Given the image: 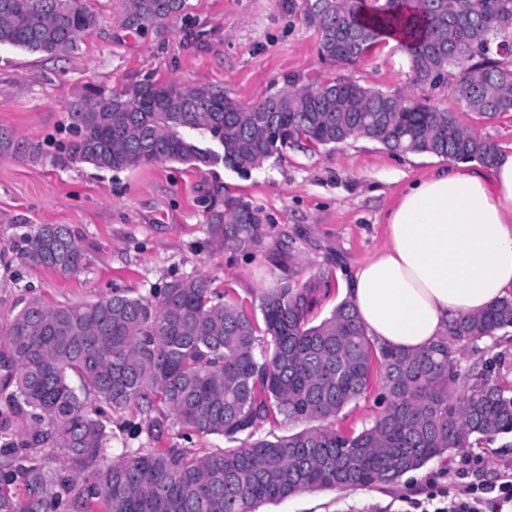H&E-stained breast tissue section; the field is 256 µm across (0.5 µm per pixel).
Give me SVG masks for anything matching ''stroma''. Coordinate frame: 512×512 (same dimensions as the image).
Instances as JSON below:
<instances>
[{
  "instance_id": "35a3bbf8",
  "label": "stroma",
  "mask_w": 512,
  "mask_h": 512,
  "mask_svg": "<svg viewBox=\"0 0 512 512\" xmlns=\"http://www.w3.org/2000/svg\"><path fill=\"white\" fill-rule=\"evenodd\" d=\"M96 25L70 54L48 57L0 46V131L41 144L43 155L0 157V327L30 299L79 305L121 290L150 296L182 277H204L245 303L280 278H319L329 293L313 311L327 317L343 300L341 282L386 240V214L400 192L443 165L428 154L392 153L367 139L334 149L289 148L249 173L224 165L195 169L171 162L134 171H101L71 157L77 134L69 118L90 91H118L151 81L224 90L249 106L286 88L334 79L321 62L318 34L301 14L299 0H186L165 28L131 29L125 0H89ZM360 84L429 98L497 143L512 142V113L482 122L467 113L453 81L413 88L409 63L389 42L347 69ZM233 196L259 207L271 234L262 250L245 255L216 247L207 217ZM40 224H65L90 258L78 276L64 278L26 265L11 243ZM460 384L479 376L512 395V332L474 344L454 345ZM379 379L336 420L343 431L371 425L383 405ZM112 418L114 434L133 448H167L176 439L151 430L149 415ZM512 475V435L451 450L422 469L420 480L402 479L350 492L312 491L259 512H415L416 502L442 500L469 486L500 484Z\"/></svg>"
}]
</instances>
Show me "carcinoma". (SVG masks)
Returning <instances> with one entry per match:
<instances>
[{
    "label": "carcinoma",
    "mask_w": 512,
    "mask_h": 512,
    "mask_svg": "<svg viewBox=\"0 0 512 512\" xmlns=\"http://www.w3.org/2000/svg\"><path fill=\"white\" fill-rule=\"evenodd\" d=\"M145 23L164 26L185 0H127ZM323 62L348 69L404 32L400 43L415 87L435 88L460 68L454 91L490 122L512 112V0H302ZM96 24L85 0H0V45L52 57L78 47ZM249 112L221 90L138 82L95 90L70 112L78 139L69 150L103 171L148 164L219 163L248 172L285 145L270 128L302 132L317 148L366 138L394 153H427L490 165L496 144L452 112L398 90L340 75L274 92ZM219 137L208 154L202 141ZM40 156L0 132V155ZM220 248L254 254L271 229L262 211L235 197L208 219ZM12 250L24 263L65 277L89 258L63 224H40ZM318 281L282 278L259 296L262 323L228 292L196 277L151 297L114 291L81 305L32 300L0 329V452L26 462L24 493L0 471V512H59L76 498L104 512H257L315 490L395 483L453 449L512 433V397L481 382L457 390L448 341L475 343L512 329V297L479 315L453 319L431 346L392 348L367 336L344 299L320 322ZM382 381L384 408L372 425L343 433L336 418ZM98 407L89 408V400ZM158 411L179 439L222 436L225 448H131L110 453L111 416ZM300 424L254 437L268 417ZM42 448V458L26 453ZM59 468H54L53 464Z\"/></svg>",
    "instance_id": "obj_1"
}]
</instances>
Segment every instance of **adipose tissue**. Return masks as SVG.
<instances>
[{
	"label": "adipose tissue",
	"instance_id": "adipose-tissue-1",
	"mask_svg": "<svg viewBox=\"0 0 512 512\" xmlns=\"http://www.w3.org/2000/svg\"><path fill=\"white\" fill-rule=\"evenodd\" d=\"M387 241L343 281L367 335L416 351L451 319L512 295V143L492 165L449 160L409 184Z\"/></svg>",
	"mask_w": 512,
	"mask_h": 512
}]
</instances>
